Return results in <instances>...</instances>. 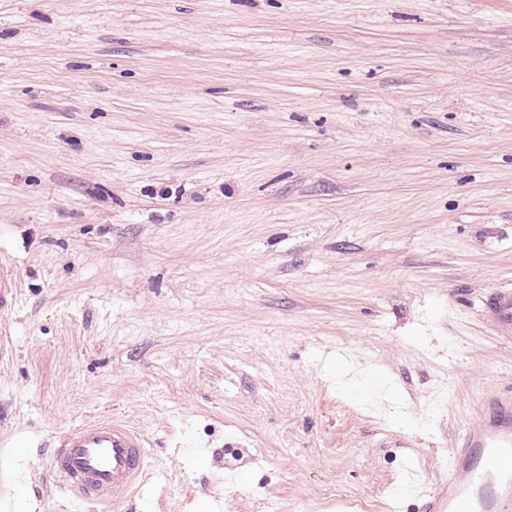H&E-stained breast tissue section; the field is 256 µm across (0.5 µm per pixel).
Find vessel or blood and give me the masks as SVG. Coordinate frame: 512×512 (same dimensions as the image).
<instances>
[{"label":"vessel or blood","mask_w":512,"mask_h":512,"mask_svg":"<svg viewBox=\"0 0 512 512\" xmlns=\"http://www.w3.org/2000/svg\"><path fill=\"white\" fill-rule=\"evenodd\" d=\"M18 281L0 264V318L18 305ZM486 317L512 331V289L480 298ZM464 452L448 457V487L427 503V512H512V395L496 397L484 426L463 436ZM150 452L142 436L111 419L68 431L48 456L60 483L81 504L120 502L145 475Z\"/></svg>","instance_id":"obj_1"}]
</instances>
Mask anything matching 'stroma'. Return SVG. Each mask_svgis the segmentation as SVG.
<instances>
[{
	"mask_svg": "<svg viewBox=\"0 0 512 512\" xmlns=\"http://www.w3.org/2000/svg\"><path fill=\"white\" fill-rule=\"evenodd\" d=\"M0 261V512L100 418L86 512H426L512 390V0H0ZM17 277L12 269L6 264H0V318L11 316L18 305ZM486 317L499 327L512 331V289L495 288L480 298ZM52 448L50 467L84 506L122 501L150 457L142 436L108 418L68 431Z\"/></svg>",
	"mask_w": 512,
	"mask_h": 512,
	"instance_id": "35a3bbf8",
	"label": "stroma"
}]
</instances>
